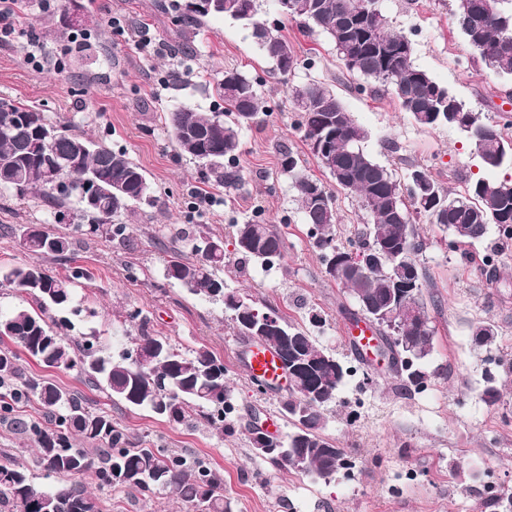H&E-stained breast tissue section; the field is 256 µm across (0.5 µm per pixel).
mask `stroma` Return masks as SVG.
Listing matches in <instances>:
<instances>
[{
  "mask_svg": "<svg viewBox=\"0 0 512 512\" xmlns=\"http://www.w3.org/2000/svg\"><path fill=\"white\" fill-rule=\"evenodd\" d=\"M80 2L88 20L83 32L64 25L63 0H53L47 9L41 0H29L20 37L0 45V96L126 150L160 204L137 206L127 219L128 241L79 235L69 261L47 255L38 260L54 273L84 272L75 285L76 300L92 315L76 322V333L96 330L103 345L120 351L138 333L137 323L127 318L137 309L152 332L185 348L206 346L227 369L236 419L233 430L222 434L203 423L172 425L110 401L106 409L113 422L135 447L192 454L219 469L233 512H499L492 494H512V239L491 233L488 242L465 255L449 248L442 227L421 224L426 247L418 259L426 272L423 299L434 330V351L422 365L429 380L419 389L407 387L387 363H360L342 334L356 306L325 277L291 183L281 172V153L289 150L305 160L309 174L323 175L308 158L286 88L312 80L328 84L367 130L366 149L400 179L419 166L444 187L460 189L465 177L484 172L469 144L455 129L420 127L400 110L392 93L377 98L358 93L359 77L346 73L331 41L305 35L277 13L273 0H261L262 18L305 61L285 80L255 45L250 29L227 17L212 16L202 28H184L172 14L157 10L154 0ZM382 7L393 27L412 42L417 67L483 121L500 119L512 97V82L476 60L454 23L453 0H382ZM115 16L124 20L127 35L113 32ZM138 31L146 40L139 49L131 39ZM33 38L46 56L40 69L24 60ZM82 40L90 46V57L81 66L71 49ZM187 42L196 46L194 56L181 54ZM228 68L256 81L267 112L241 135L244 183L230 193L216 192L213 205L204 208L195 202L203 187L198 167L178 153L162 117L182 106L221 111L224 104L214 85ZM252 217L274 225L287 250L268 267L228 264L222 273L226 288L249 293L301 326L317 312L322 322L313 335L357 368L328 410L325 429L352 466L327 481L279 469L256 453L247 427L286 434L282 400L287 390L257 391L240 360L245 344L234 334L223 305L163 278L170 227L203 224L225 238L229 224ZM19 224H41L53 232L63 228L43 200L0 193V265L36 260L11 233ZM495 241L501 253L492 274L486 259ZM480 322L497 329L491 349L472 340L471 329ZM491 383L502 390L493 407L482 400ZM101 498L104 512H182L169 490L148 497L128 489L105 490Z\"/></svg>",
  "mask_w": 512,
  "mask_h": 512,
  "instance_id": "obj_1",
  "label": "stroma"
}]
</instances>
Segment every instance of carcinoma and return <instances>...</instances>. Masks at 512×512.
<instances>
[{"mask_svg": "<svg viewBox=\"0 0 512 512\" xmlns=\"http://www.w3.org/2000/svg\"><path fill=\"white\" fill-rule=\"evenodd\" d=\"M286 18L302 25L308 34L330 39L347 72L366 81L358 91L380 95L392 87L399 107L425 128H458L471 121L487 127L479 138L465 140L487 170L512 168V120L485 122L480 113L448 88L438 84L426 71L413 64V50H404L409 39L393 29L382 11L381 0H290ZM366 5V15L350 22V14ZM159 8L180 14L186 27L202 26L208 15L194 7V0L169 3ZM259 0H224L220 15L242 21L251 28L252 38L274 70L286 76L300 65L293 45L260 18ZM456 27L479 53L481 60L503 79H512V0H454ZM224 100L222 112H198L177 108L165 116L167 133L181 154L201 166L204 179L219 187L235 189L245 180L237 163L241 133L263 112L254 81L236 69L224 70L215 84ZM291 110L299 117L298 128L310 154L329 175L336 187L331 191L299 165L291 151L282 153V172L295 191L303 220L321 251L325 273L345 288L358 312L380 318L382 331L377 355L400 379L415 387L428 380L421 370L433 351L434 329L422 299L426 279L417 260L425 243L420 239L417 220L437 224L452 236L453 247L466 249L484 242L490 226L500 238L512 239V177L498 180L479 176L466 180L463 189H445L430 172L414 169L408 180L419 178L417 194L407 191L386 166L364 148L367 131L348 112L336 92L320 81L289 88ZM51 130L49 143L44 132ZM326 147L320 155L313 150V138ZM78 159L81 167L95 174L99 204L80 208L82 234H106L125 240L127 225L122 217L134 205H158L143 169L123 151L97 143L78 134L65 123L52 122L43 112L16 100L0 98V191L19 198L34 195L59 210L71 199H80L78 175L62 166ZM59 180L71 187L55 188ZM358 197L368 221L353 231L347 244L336 242L339 221L335 192ZM232 244L242 262L264 265L283 257L286 240L271 224L249 218L232 224ZM23 249L40 257L51 255L60 261L69 258L74 242L65 233L51 234L35 224L21 226ZM165 261V277L194 295L223 303L231 312L236 335L251 339L255 333L252 312L269 311L252 295L224 291L218 275L226 263L224 239L201 231L178 230L171 236ZM194 255L191 260L188 255ZM84 277L80 270L57 275L40 264L0 267V284L10 285L35 303L36 308L17 307L0 314V341L15 344L0 348V412L10 415L23 399L37 398L55 429L46 430L21 418H14L20 431L35 448V467L49 485L36 482V474L12 457L0 458V512H102L99 498L87 491L77 477L93 473L103 488L122 486L141 493L165 489L175 491L185 512L201 506L207 512H231L224 500V474L210 465L166 448H131L123 430L101 407H92L78 396L35 377L26 371L21 355L47 370L74 371L90 389L110 401H121L132 409L147 410L175 425H190L202 418L214 429H231V390L226 369L206 347L181 351L167 336L141 332L132 339L140 351L135 360L123 351L112 354L96 332L65 337L58 329L71 323L69 313L79 317L82 309L73 306V287ZM94 316V312H85ZM279 327L263 331L266 342L278 347L283 334L293 337L296 359L305 366L288 373V397L282 408L292 430L276 448L260 440L261 429H249L257 452L281 469L321 477L346 470L344 449L324 435V411L336 405V396L352 369L331 349L299 325L278 316ZM496 336L490 323L472 327L478 347L488 348ZM99 447L92 458L71 436Z\"/></svg>", "mask_w": 512, "mask_h": 512, "instance_id": "cac0c4a2", "label": "carcinoma"}]
</instances>
